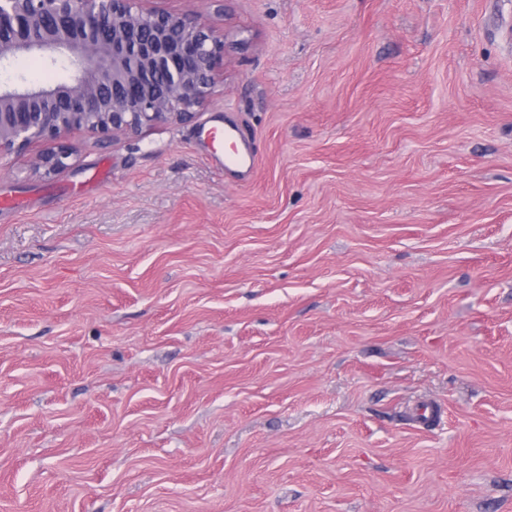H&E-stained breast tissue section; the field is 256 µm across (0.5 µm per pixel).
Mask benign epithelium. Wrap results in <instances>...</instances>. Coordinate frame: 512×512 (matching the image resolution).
<instances>
[{
    "label": "benign epithelium",
    "mask_w": 512,
    "mask_h": 512,
    "mask_svg": "<svg viewBox=\"0 0 512 512\" xmlns=\"http://www.w3.org/2000/svg\"><path fill=\"white\" fill-rule=\"evenodd\" d=\"M145 0H0V68L39 54L73 73L54 85L0 86V158L42 149L30 170L72 166L69 135L108 143L187 124L224 71V30Z\"/></svg>",
    "instance_id": "7a95c632"
}]
</instances>
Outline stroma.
I'll return each mask as SVG.
<instances>
[{"label":"stroma","mask_w":512,"mask_h":512,"mask_svg":"<svg viewBox=\"0 0 512 512\" xmlns=\"http://www.w3.org/2000/svg\"><path fill=\"white\" fill-rule=\"evenodd\" d=\"M153 4L197 120L0 160V512H512V0Z\"/></svg>","instance_id":"1"}]
</instances>
